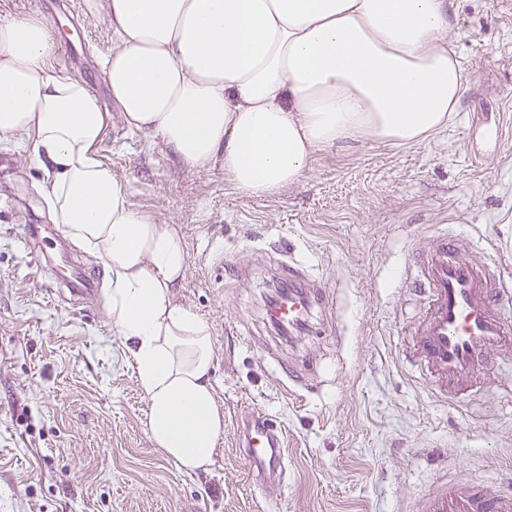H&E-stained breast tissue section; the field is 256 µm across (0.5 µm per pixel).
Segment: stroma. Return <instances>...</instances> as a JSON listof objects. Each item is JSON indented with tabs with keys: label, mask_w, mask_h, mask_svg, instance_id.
Here are the masks:
<instances>
[{
	"label": "stroma",
	"mask_w": 512,
	"mask_h": 512,
	"mask_svg": "<svg viewBox=\"0 0 512 512\" xmlns=\"http://www.w3.org/2000/svg\"><path fill=\"white\" fill-rule=\"evenodd\" d=\"M1 12L47 18L70 48L56 70L111 106L101 61L115 38L89 0H0ZM450 12L466 89L447 127L410 146L321 150L273 196L239 193L222 163L186 167L112 112L98 156L133 206L179 230L175 300L212 334L224 432L205 471H180L150 440L104 299L83 303L56 262H36L30 227L66 232L44 196L51 171L26 142L0 143V512H421L443 477L512 491V362L447 405L405 355L423 307L403 286L411 246L458 235L464 257L512 284V0ZM285 253L333 299L293 338L266 316ZM255 410L285 431L286 488L248 476L237 422Z\"/></svg>",
	"instance_id": "stroma-1"
}]
</instances>
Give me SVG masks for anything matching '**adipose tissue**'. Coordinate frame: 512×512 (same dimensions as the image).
Here are the masks:
<instances>
[{"label":"adipose tissue","mask_w":512,"mask_h":512,"mask_svg":"<svg viewBox=\"0 0 512 512\" xmlns=\"http://www.w3.org/2000/svg\"><path fill=\"white\" fill-rule=\"evenodd\" d=\"M116 46L105 83L126 125L191 169L223 162L247 195L297 183L349 140L422 142L466 88L448 0H104ZM41 15L0 16V142L27 139L55 177V223L107 270L112 325L148 402L147 432L179 470H205L224 431L208 324L174 299L178 229L128 200L97 146L107 112L54 70Z\"/></svg>","instance_id":"ef3b65f1"}]
</instances>
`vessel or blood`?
Returning <instances> with one entry per match:
<instances>
[{"mask_svg":"<svg viewBox=\"0 0 512 512\" xmlns=\"http://www.w3.org/2000/svg\"><path fill=\"white\" fill-rule=\"evenodd\" d=\"M452 236H443L436 249L417 257L409 285L422 292L424 310L412 335L409 357L422 375L448 401L476 393L480 377L512 358V319L501 312L512 304V286L489 265L464 259ZM64 285L81 298L93 296L97 283L73 260L66 263ZM290 289L286 299L271 305L270 322L290 333L303 322L311 302L327 303L326 293L307 288L297 264H282ZM239 448L254 485L283 486L288 453L282 429L261 411L237 423ZM423 512H512V494L488 495L475 486L456 482L430 490Z\"/></svg>","mask_w":512,"mask_h":512,"instance_id":"obj_1","label":"vessel or blood"}]
</instances>
